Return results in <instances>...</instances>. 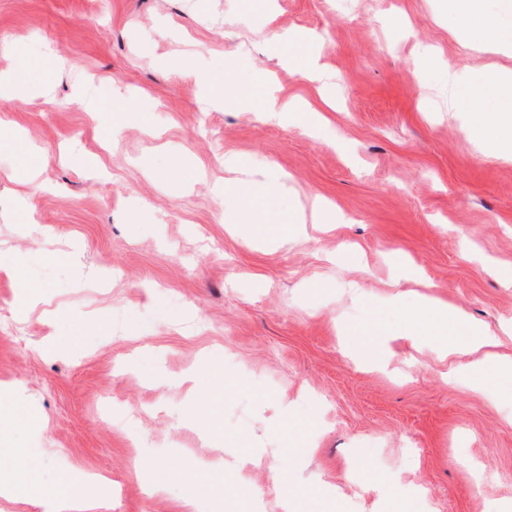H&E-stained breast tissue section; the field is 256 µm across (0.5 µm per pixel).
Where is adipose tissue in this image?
Here are the masks:
<instances>
[{
    "label": "adipose tissue",
    "mask_w": 512,
    "mask_h": 512,
    "mask_svg": "<svg viewBox=\"0 0 512 512\" xmlns=\"http://www.w3.org/2000/svg\"><path fill=\"white\" fill-rule=\"evenodd\" d=\"M444 6L461 20L473 38L493 46L505 44L512 47V33H507L501 24L502 18H512V0H496V9L492 12L486 10L484 0H445ZM313 41V36L288 32L275 36L271 45L277 51L293 50V60L301 64L303 76L318 84L323 75L311 50ZM488 100L494 104L493 111H481V104ZM448 108L453 112L474 113L469 127L471 138L494 148L500 156L512 159L511 78L495 70L470 80L449 76ZM255 110L269 121L300 112L312 134L321 131L322 116L318 109L305 101L282 99L269 87L265 88ZM338 220L333 208L316 197L279 223L255 225L254 237L285 248L299 240L303 225L332 224ZM382 333L418 341L433 338L439 340L441 349L450 355L467 350L478 353V360L466 369L449 368V382L463 379L480 390L494 383L497 377H512V359L500 358L493 352L497 344L495 333L473 322L459 308L426 299L406 309L399 319L385 326ZM27 455L26 449H16L15 471L0 475V499L23 497L42 507L44 512H111L112 496L104 478L73 472L64 475L53 489L47 490L39 485L29 469Z\"/></svg>",
    "instance_id": "ef3b65f1"
}]
</instances>
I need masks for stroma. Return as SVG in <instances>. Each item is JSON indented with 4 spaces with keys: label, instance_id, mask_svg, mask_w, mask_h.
<instances>
[{
    "label": "stroma",
    "instance_id": "obj_1",
    "mask_svg": "<svg viewBox=\"0 0 512 512\" xmlns=\"http://www.w3.org/2000/svg\"><path fill=\"white\" fill-rule=\"evenodd\" d=\"M323 37L318 63L336 96L310 135L298 116L266 122L235 101L204 111L199 78L231 73L253 90L272 75L282 96L320 106L314 83L266 38L288 30ZM0 383L22 387L42 432L0 434L31 449L46 485L80 470L106 478L112 512H181L187 495L220 491L235 512L239 488L255 512H282L270 468L289 485L332 491L343 512H383L376 480L409 512H512V382L479 391L449 383L431 343L389 341L387 369L362 366L343 324L393 322L396 300L435 298L499 335L512 356V159L479 147L470 115L448 109V76L512 68V52L464 40L439 0H0ZM53 50L67 66L47 82L22 61ZM431 51L440 67L427 66ZM105 104L89 112L85 100ZM146 124L116 136L110 104ZM250 165L236 193L218 198L224 156ZM94 155L88 177L71 155ZM287 176L268 218L313 196L348 218L308 224L301 243L248 244L225 222H248L251 177ZM28 198L31 221L11 218ZM402 253L414 275L398 273ZM21 259L44 285L56 319L32 312L11 327ZM358 284L359 293L348 292ZM60 339L66 354L38 347ZM134 370H124L127 361ZM163 366L169 381L154 387ZM237 382L222 404L197 400L189 368ZM311 425L294 441L271 429L281 403ZM213 414L208 441L175 413ZM126 413L116 424L112 413ZM229 448L264 449L241 477L224 471ZM163 490L142 493L136 461Z\"/></svg>",
    "mask_w": 512,
    "mask_h": 512
}]
</instances>
